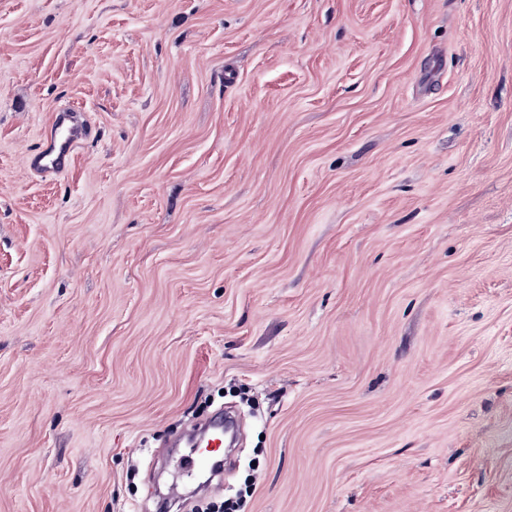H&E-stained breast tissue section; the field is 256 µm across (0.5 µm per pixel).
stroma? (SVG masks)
I'll list each match as a JSON object with an SVG mask.
<instances>
[{"mask_svg":"<svg viewBox=\"0 0 512 512\" xmlns=\"http://www.w3.org/2000/svg\"><path fill=\"white\" fill-rule=\"evenodd\" d=\"M229 390L215 499L512 512V0H0V512H154ZM70 117L68 110H62L40 147L25 156L26 166L31 171L38 174H61L69 169L79 142L88 136L87 124L81 128Z\"/></svg>","mask_w":512,"mask_h":512,"instance_id":"stroma-1","label":"stroma"}]
</instances>
